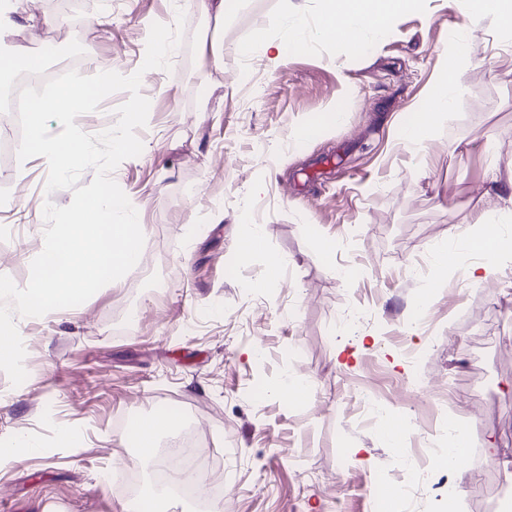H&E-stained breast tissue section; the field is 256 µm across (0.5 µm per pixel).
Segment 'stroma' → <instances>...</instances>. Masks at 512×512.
<instances>
[{
  "label": "stroma",
  "instance_id": "obj_1",
  "mask_svg": "<svg viewBox=\"0 0 512 512\" xmlns=\"http://www.w3.org/2000/svg\"><path fill=\"white\" fill-rule=\"evenodd\" d=\"M292 3L304 44L278 64L249 44L282 38L283 0H240L221 66L199 54L213 20L190 11L171 70L143 71L144 148L113 178L154 262L19 325L28 377L15 387L0 372V445L27 436L43 450L0 461V512H131L116 480L134 461L148 482L155 462L125 421L169 402L209 421L204 477L228 487L223 512H379L382 474L419 472L449 421L468 430L473 455L426 512H512V359L497 353L512 345V311L499 308L512 296V249L489 261L466 253L444 272L432 257L450 228L512 211V51L491 25L464 30L461 0H421L354 51L323 34L318 0ZM173 4L17 0L0 50L49 41V76L130 75L151 24H174ZM459 32L470 54L455 106L408 151L401 130ZM20 138L16 113L0 109V275L22 288L44 246L45 202L68 205L72 192L46 193L48 163L18 162ZM254 225L267 235L246 258ZM269 253L283 260L280 278L255 288ZM484 263L489 274L472 281L469 267ZM131 307L141 317L128 329ZM412 375L457 386L416 401ZM286 378L304 380L308 398L275 395ZM367 399L413 422L403 450L366 420ZM66 429L76 446L60 443Z\"/></svg>",
  "mask_w": 512,
  "mask_h": 512
}]
</instances>
